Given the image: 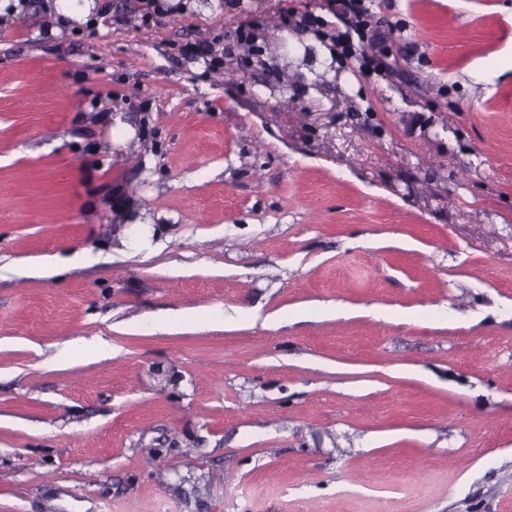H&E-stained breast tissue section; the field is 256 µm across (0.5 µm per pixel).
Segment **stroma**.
<instances>
[{
	"label": "stroma",
	"mask_w": 512,
	"mask_h": 512,
	"mask_svg": "<svg viewBox=\"0 0 512 512\" xmlns=\"http://www.w3.org/2000/svg\"><path fill=\"white\" fill-rule=\"evenodd\" d=\"M0 12V512H512V0ZM257 22L249 68L182 55ZM89 250L55 274L39 258ZM54 20L56 26L51 28V31L59 32L63 27L70 25L69 21H88L90 14V7L82 6L80 2H88V0H55ZM372 0H327L325 1V9L333 14L341 15L346 18L350 24V29H354L359 33V37L363 38L365 30V16L370 11Z\"/></svg>",
	"instance_id": "stroma-1"
}]
</instances>
